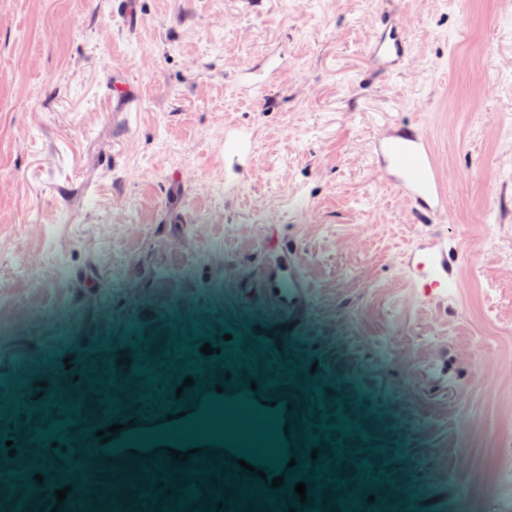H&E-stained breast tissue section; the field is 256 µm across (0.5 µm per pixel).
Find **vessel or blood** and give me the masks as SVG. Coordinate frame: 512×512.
Masks as SVG:
<instances>
[{"mask_svg":"<svg viewBox=\"0 0 512 512\" xmlns=\"http://www.w3.org/2000/svg\"><path fill=\"white\" fill-rule=\"evenodd\" d=\"M409 52V45L395 26L386 27L376 38L369 54L388 72ZM374 154L383 167L387 181L410 201L419 216L432 217L446 208V196L440 183L439 167L426 136L414 127H399L374 143ZM408 274L415 287L442 297L456 288L458 280L448 262L441 238L433 236L408 255ZM311 284L301 267H294L288 278L261 273L243 283L240 298L246 313H258L295 336H311L306 305ZM139 427H131L125 440L97 444L91 454L102 465L134 470L145 466L172 463L161 447L146 448ZM237 468L234 454L224 447L200 448L197 458L188 459L187 468L207 471L215 462Z\"/></svg>","mask_w":512,"mask_h":512,"instance_id":"1","label":"vessel or blood"}]
</instances>
